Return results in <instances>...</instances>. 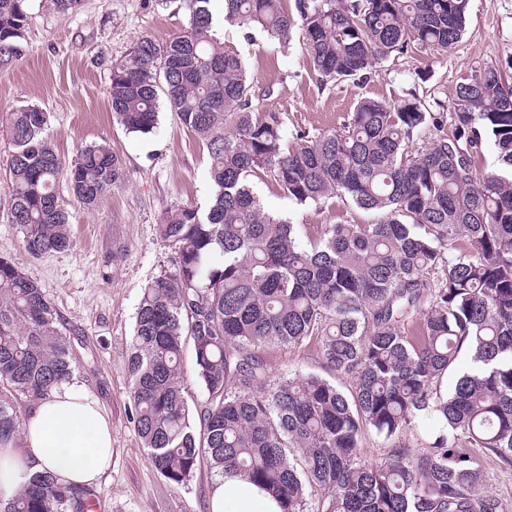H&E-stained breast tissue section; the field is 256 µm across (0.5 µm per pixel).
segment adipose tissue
Segmentation results:
<instances>
[{
  "label": "adipose tissue",
  "mask_w": 512,
  "mask_h": 512,
  "mask_svg": "<svg viewBox=\"0 0 512 512\" xmlns=\"http://www.w3.org/2000/svg\"><path fill=\"white\" fill-rule=\"evenodd\" d=\"M112 459V426L78 383L31 405L19 437L0 447V496H12L28 473L48 470L67 485L99 486ZM211 512H281L278 503L240 476L217 480Z\"/></svg>",
  "instance_id": "adipose-tissue-1"
}]
</instances>
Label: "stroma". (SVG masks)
Masks as SVG:
<instances>
[{"label":"stroma","mask_w":512,"mask_h":512,"mask_svg":"<svg viewBox=\"0 0 512 512\" xmlns=\"http://www.w3.org/2000/svg\"><path fill=\"white\" fill-rule=\"evenodd\" d=\"M184 23L175 7L159 0H83L74 14L57 12L51 0H30L24 55L0 72V113L38 106L65 160H74L88 144L104 142L122 164V180L95 208L61 191L74 246L33 259L10 222L7 163L13 145L0 127V256L21 263L45 291L70 343L75 377L112 425V464L94 492L103 512H210L216 480L205 458L183 484L156 471L133 420L128 369L142 291L175 269L176 255L157 226L166 211L178 206L208 209V154L169 108L161 109L152 133L141 135L113 121L107 101L113 61L139 37L163 42ZM215 31L243 58L255 89L274 87L260 108L282 113L291 137L340 127L363 97L389 100L412 88L425 100L452 104L462 78L479 64L499 67L512 87V0H470L466 33L448 51L392 57L367 78L325 85L310 68L300 34L283 45L258 31L245 36L228 24H217ZM253 185L264 205L296 224L304 238L323 224L374 219L337 198L295 205L263 174L254 177ZM264 356L274 374L316 373L342 390L352 388L350 378L325 369L316 343L269 346ZM471 454L484 474L485 491L501 501L504 512H512V467L479 448Z\"/></svg>","instance_id":"stroma-1"}]
</instances>
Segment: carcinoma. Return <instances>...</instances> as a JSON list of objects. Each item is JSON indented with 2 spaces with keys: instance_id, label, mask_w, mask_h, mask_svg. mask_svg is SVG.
Listing matches in <instances>:
<instances>
[{
  "instance_id": "1",
  "label": "carcinoma",
  "mask_w": 512,
  "mask_h": 512,
  "mask_svg": "<svg viewBox=\"0 0 512 512\" xmlns=\"http://www.w3.org/2000/svg\"><path fill=\"white\" fill-rule=\"evenodd\" d=\"M186 24L165 42L141 37L112 65L108 101L131 133L149 134L160 102L206 147L212 205L165 213L161 238L176 268L146 285L129 369L135 424L154 468L180 484L197 462L243 474L281 512H502L481 491L463 444L512 466V87L498 68H472L454 111L415 92L360 98L337 129L288 142L281 113L260 112L239 54L215 36L211 0H172ZM469 0H224L226 23L287 43L302 31L328 81L366 75L409 52L446 51L465 34ZM29 0H0V70L24 52ZM37 106L0 114L10 221L29 257L73 247L57 192L94 207L123 177L105 143L64 161ZM452 132H447V128ZM429 141L417 147L421 134ZM495 164L479 173L483 142ZM267 174L298 205L338 198L371 224H324L305 245L270 212L251 178ZM191 340L207 404L196 430L182 380ZM319 342L318 375L274 377L267 345ZM470 356L443 393L440 377ZM74 377L57 313L19 263L0 256V447L20 428L15 403ZM432 432L423 448L401 441ZM396 441L363 459L362 433ZM92 494L50 471L27 475L0 512H84Z\"/></svg>"
}]
</instances>
